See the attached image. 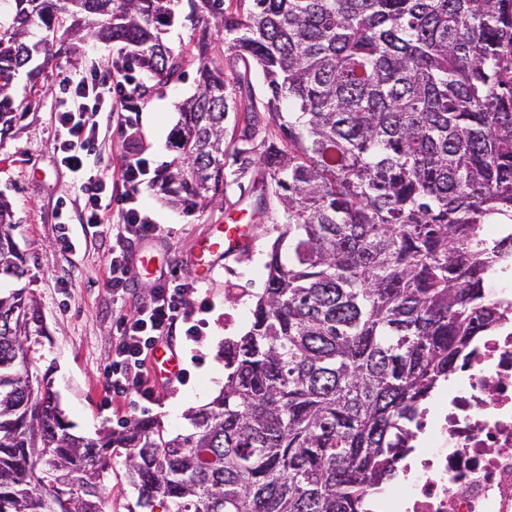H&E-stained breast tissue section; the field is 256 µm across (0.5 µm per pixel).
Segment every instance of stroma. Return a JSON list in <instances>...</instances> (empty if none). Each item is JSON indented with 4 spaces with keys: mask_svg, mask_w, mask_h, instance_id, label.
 Masks as SVG:
<instances>
[{
    "mask_svg": "<svg viewBox=\"0 0 512 512\" xmlns=\"http://www.w3.org/2000/svg\"><path fill=\"white\" fill-rule=\"evenodd\" d=\"M118 49V44L91 39L82 44L78 55L52 58L44 65L35 91L27 95L25 116L14 135L0 141V195L13 205L20 226L17 241L26 257L20 285L36 299L41 311L31 337V368L51 375L74 434L88 439L97 438L105 429L121 430L136 416L156 419L173 435L186 427L188 410L211 401L227 373L224 343L249 328L256 298L264 289V263L276 238L272 225H254L249 256L230 261L204 281L209 306L202 314L206 324L203 346L192 347L180 335L173 338L185 371L181 381L152 380L153 400L142 410L118 396L104 404L103 373L111 361L115 317L138 307L161 272L175 269L198 278L192 256L202 240L215 233L218 225L249 222L235 187L229 188L223 206L200 216L173 210L151 188H144V209L153 223L161 225L162 235L133 244L128 290L122 301L113 302L105 265L111 234H93L83 225L63 227L57 222L59 208L77 212L82 200L54 150L53 114L62 79L90 65L108 70ZM185 70L183 81L155 89L141 99L137 131L123 130L119 120L102 117L97 148L100 170L118 171L122 156L129 153L147 158L154 174L171 160L168 136L179 119L177 105L195 91V62H188ZM64 233L75 242L74 250L61 248L59 237Z\"/></svg>",
    "mask_w": 512,
    "mask_h": 512,
    "instance_id": "35a3bbf8",
    "label": "stroma"
}]
</instances>
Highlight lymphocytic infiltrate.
I'll use <instances>...</instances> for the list:
<instances>
[{"instance_id": "lymphocytic-infiltrate-1", "label": "lymphocytic infiltrate", "mask_w": 512, "mask_h": 512, "mask_svg": "<svg viewBox=\"0 0 512 512\" xmlns=\"http://www.w3.org/2000/svg\"><path fill=\"white\" fill-rule=\"evenodd\" d=\"M112 67L118 76L110 81L89 69L67 75L60 83L55 150L81 191L82 206L78 216L62 210L57 218L63 224L76 220L98 230L111 226L116 248L106 259L108 286L113 297L119 298L126 292L130 274L125 242L160 237L161 227L138 207L141 189L150 173L147 159L126 157L114 176L96 167V113L124 111L127 124L134 126L141 110L135 76L123 70L120 60H113ZM115 209L121 219L112 226L108 219ZM206 305L200 281L174 273L160 276L136 311L120 316L115 324L112 363L105 374L107 389L116 395H132L138 408L151 402L153 389L147 360L157 347L170 345L176 332H184L189 341L201 342L204 332L194 317Z\"/></svg>"}]
</instances>
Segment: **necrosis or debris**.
<instances>
[{
	"instance_id": "obj_1",
	"label": "necrosis or debris",
	"mask_w": 512,
	"mask_h": 512,
	"mask_svg": "<svg viewBox=\"0 0 512 512\" xmlns=\"http://www.w3.org/2000/svg\"><path fill=\"white\" fill-rule=\"evenodd\" d=\"M485 292L505 321L425 405L403 482L371 495L373 512H512V268Z\"/></svg>"
}]
</instances>
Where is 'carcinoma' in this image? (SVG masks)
<instances>
[{"instance_id": "cac0c4a2", "label": "carcinoma", "mask_w": 512, "mask_h": 512, "mask_svg": "<svg viewBox=\"0 0 512 512\" xmlns=\"http://www.w3.org/2000/svg\"><path fill=\"white\" fill-rule=\"evenodd\" d=\"M171 2L0 0V137L24 116L14 81L37 86L62 27L122 45L142 97L182 80ZM187 4L196 91L152 187L185 213L231 182L260 189L250 221L286 217L265 288L183 432L133 418L87 440L31 370L41 315L7 285L26 258L0 195V512H105L115 448L139 512H365L428 395L505 319L484 284L509 250L484 231L512 224V0Z\"/></svg>"}]
</instances>
